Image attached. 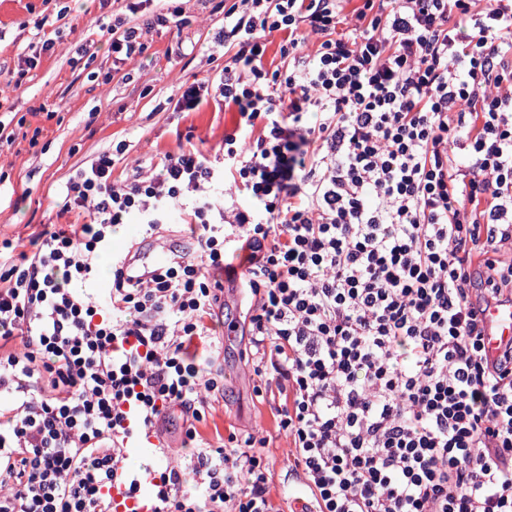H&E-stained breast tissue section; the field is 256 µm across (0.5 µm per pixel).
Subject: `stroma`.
<instances>
[{
    "label": "stroma",
    "instance_id": "obj_1",
    "mask_svg": "<svg viewBox=\"0 0 512 512\" xmlns=\"http://www.w3.org/2000/svg\"><path fill=\"white\" fill-rule=\"evenodd\" d=\"M132 0H0V241L28 244L46 224H84L89 212L65 210L61 192L69 179L118 144L127 150L112 170L120 183L135 165L160 164L182 148L221 155L224 134L232 130L231 113L221 98L205 96L192 111H180L186 84L218 77L231 60L216 37L224 27L225 0H148L130 12ZM168 19L146 36L142 54L129 59L113 53L109 31L117 19L140 23L155 15ZM51 40L49 51L39 48ZM184 208L168 210L159 232L149 233L131 217L124 247L158 248L170 255L194 254L196 237L187 226ZM225 287L224 307L208 325L223 337L224 326L236 323L234 339L225 340L215 361L223 369V396L211 399L200 435L217 440L240 431L270 440V494L283 506L284 492L294 490L288 448L279 434L274 411L254 395L252 372L240 358L248 343L242 323L251 306L235 281L216 272ZM154 434L164 455L151 460L124 449L127 467L161 470L184 465V420L171 408Z\"/></svg>",
    "mask_w": 512,
    "mask_h": 512
}]
</instances>
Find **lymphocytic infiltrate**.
<instances>
[{
	"mask_svg": "<svg viewBox=\"0 0 512 512\" xmlns=\"http://www.w3.org/2000/svg\"><path fill=\"white\" fill-rule=\"evenodd\" d=\"M347 2L233 0L222 159L116 186L101 154L65 186L93 221L0 265V512H108L130 413L149 431L174 406L196 479L162 472L155 512H276L266 439L195 427L224 389L198 355L222 347L218 270L253 297L243 359L290 446L288 512H512V349L489 362L480 319L512 297V0ZM227 179L251 202L230 218L207 196ZM187 196L199 254L113 264L93 301L113 227Z\"/></svg>",
	"mask_w": 512,
	"mask_h": 512,
	"instance_id": "lymphocytic-infiltrate-1",
	"label": "lymphocytic infiltrate"
}]
</instances>
